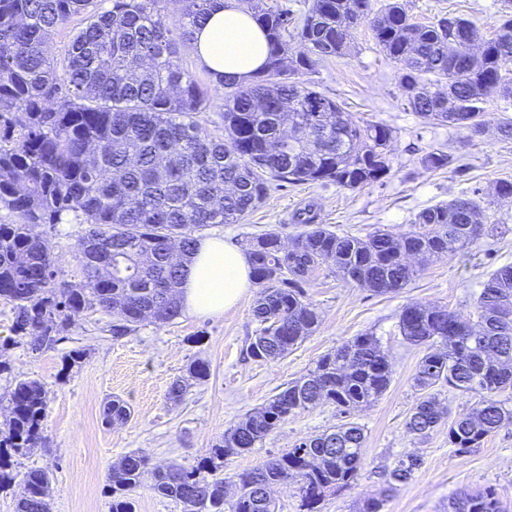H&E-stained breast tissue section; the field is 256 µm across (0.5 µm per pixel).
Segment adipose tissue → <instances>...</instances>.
Returning <instances> with one entry per match:
<instances>
[{"instance_id":"1","label":"adipose tissue","mask_w":512,"mask_h":512,"mask_svg":"<svg viewBox=\"0 0 512 512\" xmlns=\"http://www.w3.org/2000/svg\"><path fill=\"white\" fill-rule=\"evenodd\" d=\"M193 48L214 80L232 76L248 81L267 57L262 30L235 5L218 8L196 28ZM245 254L220 240H203L188 267L181 299L191 313L218 316L234 306L251 286Z\"/></svg>"}]
</instances>
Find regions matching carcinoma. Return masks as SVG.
<instances>
[{
    "instance_id": "cac0c4a2",
    "label": "carcinoma",
    "mask_w": 512,
    "mask_h": 512,
    "mask_svg": "<svg viewBox=\"0 0 512 512\" xmlns=\"http://www.w3.org/2000/svg\"><path fill=\"white\" fill-rule=\"evenodd\" d=\"M168 3L177 5L171 17ZM237 4L265 29L268 59L248 84L224 77L220 137L198 122L209 91L182 66L179 50L192 43L216 0H0V299L12 304V331L31 350L55 347L93 306L112 316L116 341L144 320L176 319L198 233L241 223L272 181L356 190L389 175L393 130L344 117L336 100L300 79L328 58L350 55L353 20L372 13V0H311L296 23L278 0ZM79 14L83 23L63 62L49 58L50 37ZM372 30L398 65L411 111L464 130L468 142L488 132L487 102L512 94L502 77L512 64V16L485 39L465 18L422 23L410 17L405 0H386ZM481 203L480 196L438 203L414 216L418 231L377 229L363 237L315 223L309 205L295 215L302 230L291 243L275 232L247 241L260 324L248 355L284 357L318 329L321 312L304 285L319 267L375 294L396 291L433 260L462 253L492 232L479 221ZM40 224L87 225L77 257L80 282H55V260L35 232ZM475 306L476 328L446 307L420 304L403 307L398 321L401 336L424 347L414 377L422 396L407 430L423 442L446 422L459 453L512 424V407L498 399L512 390L511 264L487 275ZM209 375L206 361L191 362L168 399L181 401ZM391 378L379 339L355 336L226 430L197 465L160 468L139 452L125 455L108 474L111 512H135L133 493L147 475L151 489L180 502L183 512H275L269 488L287 482L301 512H317L327 494L357 479L366 437L353 417L380 399ZM438 387L481 401L449 421ZM323 403L336 406L341 424L235 474L237 493L226 497L225 459ZM46 406L37 379L21 380L11 392L9 418L0 426V485L12 480L4 459L42 439ZM129 416L119 399L102 409L108 425ZM419 466L416 456L400 460L362 512H381ZM49 484L47 471L25 472L17 512H50ZM449 505L453 512H503L489 489L461 492Z\"/></svg>"
}]
</instances>
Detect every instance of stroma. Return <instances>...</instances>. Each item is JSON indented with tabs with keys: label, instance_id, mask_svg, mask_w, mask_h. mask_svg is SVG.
Masks as SVG:
<instances>
[{
	"label": "stroma",
	"instance_id": "obj_1",
	"mask_svg": "<svg viewBox=\"0 0 512 512\" xmlns=\"http://www.w3.org/2000/svg\"><path fill=\"white\" fill-rule=\"evenodd\" d=\"M407 2L416 21L432 22L453 13L473 21L486 38L499 33L505 13L504 0ZM353 39L350 56L327 59L304 79L336 99L348 118L378 121L393 129L392 167L386 182L353 191L319 183L275 182L242 223L210 227L202 231V238L221 239L242 249L249 237L274 231L287 242L300 230L294 214L310 203L318 223L339 233L363 236L380 227L404 234L413 231L412 219L425 207L512 181V139H501L492 127L482 139L468 143L458 128L423 122L407 109L397 67L377 46L370 19L358 22ZM438 149L452 155V164L426 168L425 155ZM483 221L499 225L502 236L434 261L395 293L378 295L329 269L317 271L306 291L323 321L312 336L275 362L246 354L259 329L252 315L257 293L253 287L222 315L184 312L166 324L146 321L117 341L110 331L111 316L90 310L65 339L40 353L15 338L14 310L0 301V422L17 381L39 379L47 396L42 440L12 457L9 471L14 479L0 487V512H15L23 493L21 477L31 469L51 473L52 512H110L108 472L125 454L139 450L158 466H195L245 414L307 373L322 355L365 332L380 339L389 355L392 379L384 395L354 417L366 435L357 480L351 488L328 495L320 512H359L397 461L413 454L420 456V467L389 498L383 512H448V500L455 493L484 488L494 490L512 512V425L461 454L449 444L447 426L437 428L422 443L406 429L421 396L414 376L422 350L403 340L398 314L411 303L444 306L465 318L474 313L475 296L487 274L512 264V198L484 203ZM41 231L57 259L58 281L78 283L81 270L76 256L84 225H45ZM73 350L84 353L82 362L74 366L67 362ZM198 357L209 363L207 381L190 388L181 404H171L170 384ZM114 396L131 409L127 423L108 425L102 419L104 401ZM339 421L331 404L298 412L256 448L225 460L224 474L229 477L252 468Z\"/></svg>",
	"mask_w": 512,
	"mask_h": 512
}]
</instances>
